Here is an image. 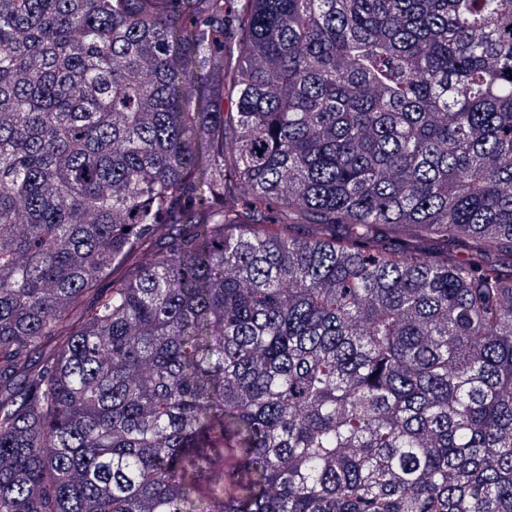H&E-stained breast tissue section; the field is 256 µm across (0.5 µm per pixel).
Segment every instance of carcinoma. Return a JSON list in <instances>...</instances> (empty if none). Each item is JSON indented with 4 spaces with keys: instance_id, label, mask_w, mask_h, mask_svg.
Listing matches in <instances>:
<instances>
[{
    "instance_id": "cac0c4a2",
    "label": "carcinoma",
    "mask_w": 512,
    "mask_h": 512,
    "mask_svg": "<svg viewBox=\"0 0 512 512\" xmlns=\"http://www.w3.org/2000/svg\"><path fill=\"white\" fill-rule=\"evenodd\" d=\"M0 512H512V0H0Z\"/></svg>"
}]
</instances>
